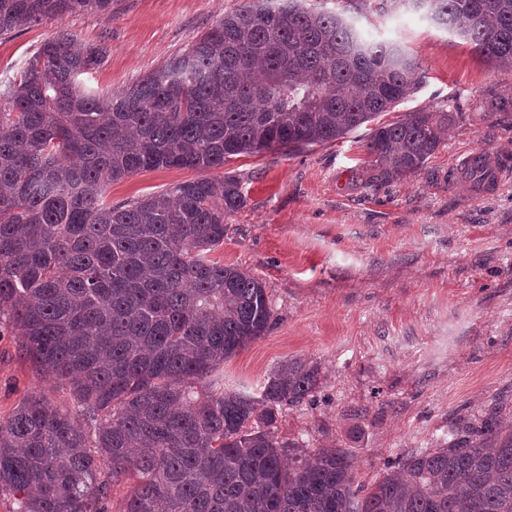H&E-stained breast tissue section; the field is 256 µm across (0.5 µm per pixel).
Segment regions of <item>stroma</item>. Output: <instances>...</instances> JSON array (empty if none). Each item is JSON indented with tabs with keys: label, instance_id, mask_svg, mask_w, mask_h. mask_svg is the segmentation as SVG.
Segmentation results:
<instances>
[{
	"label": "stroma",
	"instance_id": "1",
	"mask_svg": "<svg viewBox=\"0 0 512 512\" xmlns=\"http://www.w3.org/2000/svg\"><path fill=\"white\" fill-rule=\"evenodd\" d=\"M240 0H118L111 16L84 13L0 36V82L15 77L58 26L104 44L85 84L116 91L209 31ZM414 52L421 80L382 113L390 123L419 111L454 119L425 166L374 184L366 144L374 125L302 151L268 150L225 162L246 202L224 216L215 256L260 279L273 304L265 336L224 364V386L258 389L277 363L316 361L312 401L283 407L280 436L304 453L349 449L367 484L408 453L447 445L463 422L512 421V175L483 187L472 157L512 172V70L491 66L452 32L407 12L378 24ZM193 168L147 170L112 184L121 203L199 178ZM70 402L0 337V416L27 395Z\"/></svg>",
	"mask_w": 512,
	"mask_h": 512
}]
</instances>
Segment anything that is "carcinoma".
<instances>
[{"mask_svg":"<svg viewBox=\"0 0 512 512\" xmlns=\"http://www.w3.org/2000/svg\"><path fill=\"white\" fill-rule=\"evenodd\" d=\"M114 3L0 0V35ZM368 9L419 12L512 69V0H241L116 92L84 85L106 49L64 28L0 88V319L73 399L31 394L0 416L10 512H108L123 479V512H512V425L494 415L365 487L347 449L303 458L275 433L278 408L317 392L316 362H280L256 394L211 380L273 318L259 279L211 257L245 203L239 177L106 196L142 170L335 141L408 97L418 59L366 34ZM452 119L378 125L375 180L422 169Z\"/></svg>","mask_w":512,"mask_h":512,"instance_id":"carcinoma-1","label":"carcinoma"}]
</instances>
